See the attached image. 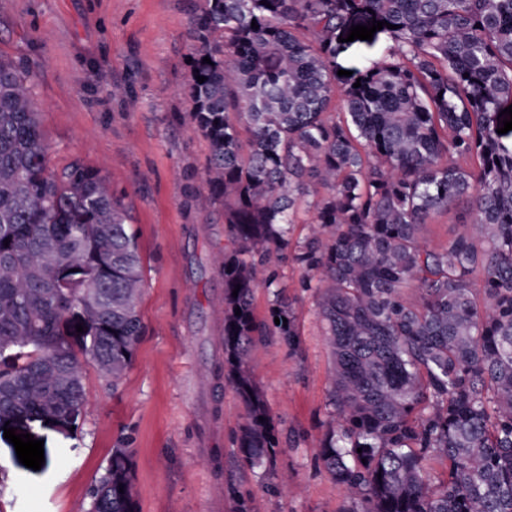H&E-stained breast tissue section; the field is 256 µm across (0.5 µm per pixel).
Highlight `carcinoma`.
Returning a JSON list of instances; mask_svg holds the SVG:
<instances>
[{"label": "carcinoma", "instance_id": "obj_1", "mask_svg": "<svg viewBox=\"0 0 512 512\" xmlns=\"http://www.w3.org/2000/svg\"><path fill=\"white\" fill-rule=\"evenodd\" d=\"M357 17L394 28L355 88L336 81V38ZM190 27L188 119L209 148L201 200L224 202L235 245L221 265L239 462L275 466L249 362L267 336L300 346L271 261L286 254L317 295L333 358L316 457L346 492L341 512H512V148L497 133L512 103V0H195ZM32 85L0 55V414L11 418L83 408L85 366L112 361L117 385L142 334L128 208L97 169L47 168ZM451 212L455 232L429 247L424 228ZM259 283L272 295L262 321ZM91 302L76 349L64 317ZM134 454L112 449L89 512H136Z\"/></svg>", "mask_w": 512, "mask_h": 512}]
</instances>
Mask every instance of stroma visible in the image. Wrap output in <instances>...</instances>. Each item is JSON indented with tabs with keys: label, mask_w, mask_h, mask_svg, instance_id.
<instances>
[{
	"label": "stroma",
	"mask_w": 512,
	"mask_h": 512,
	"mask_svg": "<svg viewBox=\"0 0 512 512\" xmlns=\"http://www.w3.org/2000/svg\"><path fill=\"white\" fill-rule=\"evenodd\" d=\"M193 0H0V53L30 71L43 104L47 164L99 169L129 207L140 252L143 333L119 384L85 371L72 420L0 419L44 443L50 468L22 465L0 436V512H87L113 448L130 443L137 512H340L344 491L316 458L329 421L332 359L316 296L279 260L301 346L256 343L254 381L279 438L274 474L233 471L243 405L224 379V206L204 205L209 149L188 123ZM129 94L113 97L109 85Z\"/></svg>",
	"instance_id": "35a3bbf8"
}]
</instances>
